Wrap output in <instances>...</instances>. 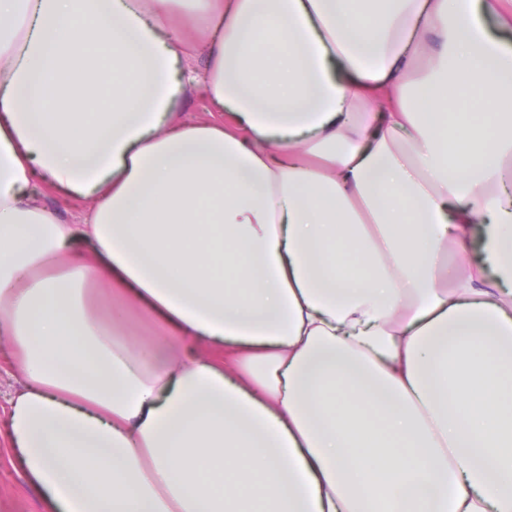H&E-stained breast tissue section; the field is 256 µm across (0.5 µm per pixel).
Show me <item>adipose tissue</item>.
Masks as SVG:
<instances>
[{
	"instance_id": "1",
	"label": "adipose tissue",
	"mask_w": 512,
	"mask_h": 512,
	"mask_svg": "<svg viewBox=\"0 0 512 512\" xmlns=\"http://www.w3.org/2000/svg\"><path fill=\"white\" fill-rule=\"evenodd\" d=\"M510 30L498 0H0L8 434L53 512H512ZM199 81L226 121L177 119ZM41 198L47 207L58 210L70 222H74L73 217L80 214L86 206L84 202L66 201L58 190L50 187H42ZM129 334L133 343L150 340L157 335L154 325L134 306L130 308Z\"/></svg>"
}]
</instances>
